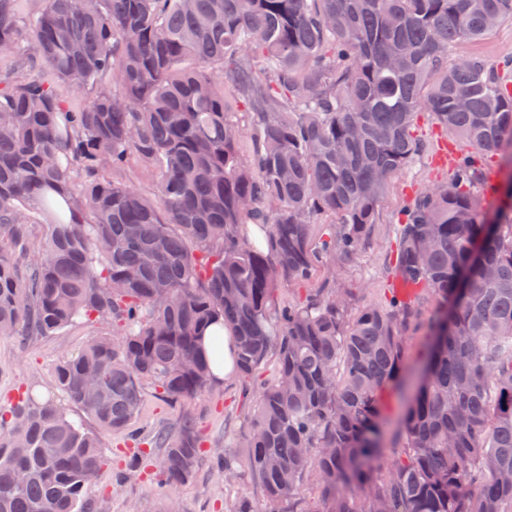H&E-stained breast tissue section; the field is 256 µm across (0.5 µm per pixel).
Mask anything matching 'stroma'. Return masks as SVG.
I'll return each instance as SVG.
<instances>
[{"instance_id":"obj_1","label":"stroma","mask_w":512,"mask_h":512,"mask_svg":"<svg viewBox=\"0 0 512 512\" xmlns=\"http://www.w3.org/2000/svg\"><path fill=\"white\" fill-rule=\"evenodd\" d=\"M461 56L484 60L512 57V19H506L481 38L458 43L448 53L452 60ZM415 126L428 146L427 152L391 180L363 249L336 268L337 282L351 288L358 306L382 305L390 298L396 288L392 267L401 210L415 195L447 181L452 172V155L466 149L429 113H417ZM108 330V325L90 322L25 342L17 337H0V409L16 402L26 389L51 388L61 356L80 351ZM142 391L141 412L130 426L99 435L106 463L88 493L85 512H159L170 497L176 499L178 512H225L226 503L245 484L240 480L225 484L213 466V458L224 452L245 462L244 438L253 415L254 397L244 395L236 378L208 383L197 396L177 403L164 400L152 381H143ZM187 418L199 427L203 451L194 477L171 492L156 481V461L161 451L155 447L154 439L161 432L176 435Z\"/></svg>"}]
</instances>
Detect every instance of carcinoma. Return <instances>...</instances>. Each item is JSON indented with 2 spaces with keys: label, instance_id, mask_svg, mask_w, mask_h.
Masks as SVG:
<instances>
[{
  "label": "carcinoma",
  "instance_id": "1",
  "mask_svg": "<svg viewBox=\"0 0 512 512\" xmlns=\"http://www.w3.org/2000/svg\"><path fill=\"white\" fill-rule=\"evenodd\" d=\"M506 17L512 0H32L28 15L0 0V55L30 39L20 66L89 92L73 111L49 83L0 79V336L113 331L60 359L55 390L0 411V512H84L104 456L55 392L121 430L144 379L170 402L205 389L223 342L206 357L197 340L216 320L234 329L242 383L276 358L245 466L216 457L270 512H512V206L485 219L502 187L482 163L512 148V57L448 63ZM226 89L247 107L249 162ZM418 112L470 152L398 219L394 278L439 299L414 371L409 297L355 308L331 283L271 309L279 283L360 253L390 180L426 151ZM130 155L158 172L154 198L126 184ZM336 215L313 241L309 225ZM407 387L394 428L387 394ZM155 445L160 485L193 478L195 422ZM226 512H255L251 496Z\"/></svg>",
  "mask_w": 512,
  "mask_h": 512
}]
</instances>
